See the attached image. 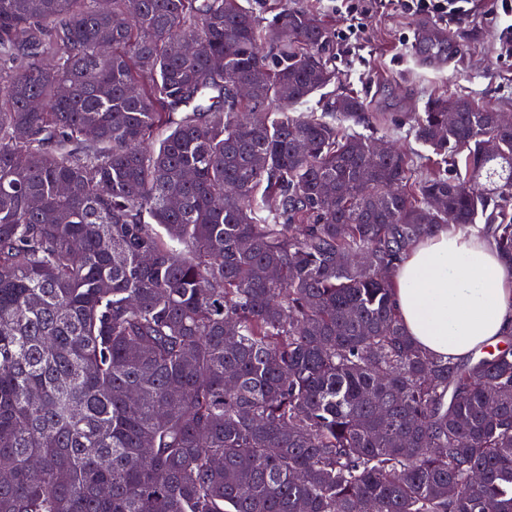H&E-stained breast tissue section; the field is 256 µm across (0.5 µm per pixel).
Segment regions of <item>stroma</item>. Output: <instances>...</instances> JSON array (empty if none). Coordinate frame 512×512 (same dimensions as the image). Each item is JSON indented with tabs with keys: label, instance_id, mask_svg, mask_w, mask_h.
I'll list each match as a JSON object with an SVG mask.
<instances>
[{
	"label": "stroma",
	"instance_id": "stroma-1",
	"mask_svg": "<svg viewBox=\"0 0 512 512\" xmlns=\"http://www.w3.org/2000/svg\"><path fill=\"white\" fill-rule=\"evenodd\" d=\"M359 52L331 44L336 81L330 93L353 92L368 105V123L357 133L392 141L411 155L417 170L433 165L432 153L415 140L407 116L435 98H467L499 112L512 113V54L498 49L508 23L497 0H477L475 12L449 27L447 39L418 42L424 14L401 11L365 15Z\"/></svg>",
	"mask_w": 512,
	"mask_h": 512
}]
</instances>
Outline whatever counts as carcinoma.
Wrapping results in <instances>:
<instances>
[{
  "instance_id": "obj_1",
  "label": "carcinoma",
  "mask_w": 512,
  "mask_h": 512,
  "mask_svg": "<svg viewBox=\"0 0 512 512\" xmlns=\"http://www.w3.org/2000/svg\"><path fill=\"white\" fill-rule=\"evenodd\" d=\"M333 39L288 0H0V512H512V335L430 355L393 305L443 227L512 259V123L435 99L445 167L370 165L359 97L278 107Z\"/></svg>"
}]
</instances>
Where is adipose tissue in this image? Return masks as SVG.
Listing matches in <instances>:
<instances>
[{"label": "adipose tissue", "mask_w": 512, "mask_h": 512, "mask_svg": "<svg viewBox=\"0 0 512 512\" xmlns=\"http://www.w3.org/2000/svg\"><path fill=\"white\" fill-rule=\"evenodd\" d=\"M393 301L422 349L467 358L512 333V262L477 231L440 229L396 263Z\"/></svg>", "instance_id": "obj_1"}]
</instances>
